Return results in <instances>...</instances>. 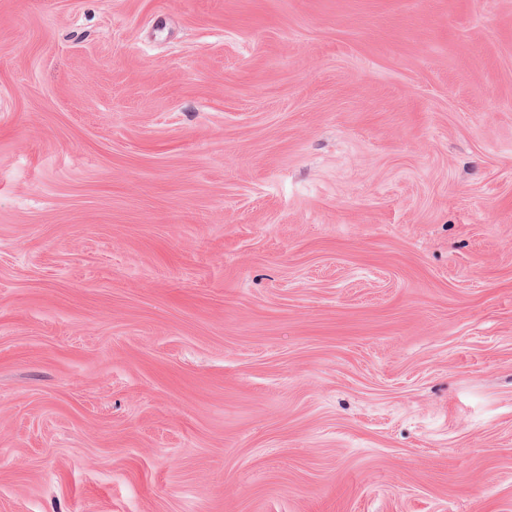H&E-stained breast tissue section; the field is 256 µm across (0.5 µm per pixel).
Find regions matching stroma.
Wrapping results in <instances>:
<instances>
[{"label":"stroma","instance_id":"obj_1","mask_svg":"<svg viewBox=\"0 0 512 512\" xmlns=\"http://www.w3.org/2000/svg\"><path fill=\"white\" fill-rule=\"evenodd\" d=\"M0 512H512V0H0Z\"/></svg>","mask_w":512,"mask_h":512}]
</instances>
